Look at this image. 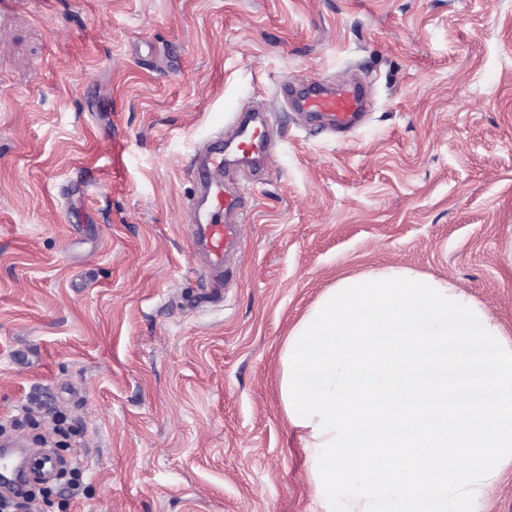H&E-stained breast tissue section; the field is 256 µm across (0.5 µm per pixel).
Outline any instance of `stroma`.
<instances>
[{"label":"stroma","instance_id":"obj_1","mask_svg":"<svg viewBox=\"0 0 512 512\" xmlns=\"http://www.w3.org/2000/svg\"><path fill=\"white\" fill-rule=\"evenodd\" d=\"M320 79L369 97L345 139L280 102ZM246 103L275 151L220 175L245 249L216 296L188 167ZM388 267L512 338V0H0V438L34 444L35 397L82 441L44 512H310L282 349Z\"/></svg>","mask_w":512,"mask_h":512}]
</instances>
